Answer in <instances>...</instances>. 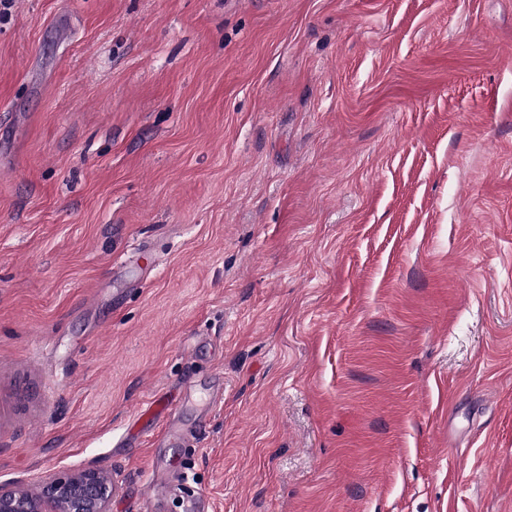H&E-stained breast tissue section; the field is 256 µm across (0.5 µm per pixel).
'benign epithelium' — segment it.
<instances>
[{"label": "benign epithelium", "mask_w": 512, "mask_h": 512, "mask_svg": "<svg viewBox=\"0 0 512 512\" xmlns=\"http://www.w3.org/2000/svg\"><path fill=\"white\" fill-rule=\"evenodd\" d=\"M112 475L86 469L49 475L36 489L0 485V512H111Z\"/></svg>", "instance_id": "7a95c632"}]
</instances>
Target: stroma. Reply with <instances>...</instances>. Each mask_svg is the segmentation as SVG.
Returning <instances> with one entry per match:
<instances>
[{
	"mask_svg": "<svg viewBox=\"0 0 512 512\" xmlns=\"http://www.w3.org/2000/svg\"><path fill=\"white\" fill-rule=\"evenodd\" d=\"M85 469L512 512V0H13L0 484Z\"/></svg>",
	"mask_w": 512,
	"mask_h": 512,
	"instance_id": "1",
	"label": "stroma"
}]
</instances>
